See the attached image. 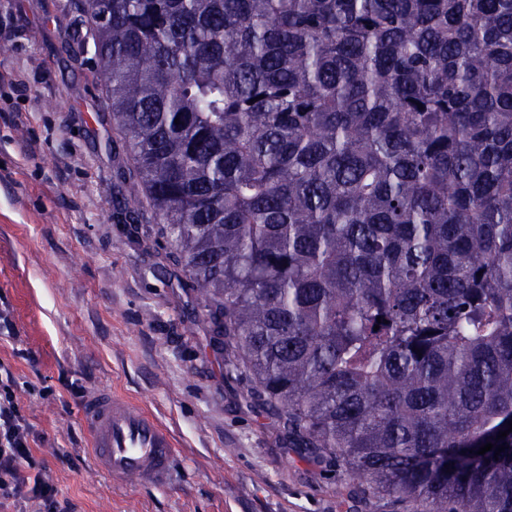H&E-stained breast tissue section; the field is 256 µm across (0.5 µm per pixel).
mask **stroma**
<instances>
[{
    "mask_svg": "<svg viewBox=\"0 0 512 512\" xmlns=\"http://www.w3.org/2000/svg\"><path fill=\"white\" fill-rule=\"evenodd\" d=\"M73 0H0V359L73 512H392L338 496L340 468L290 448L248 368L212 344L204 302L147 203L119 178L93 55L64 41ZM52 388L41 397L39 388ZM126 396L172 432L175 479L117 489L94 468L82 402Z\"/></svg>",
    "mask_w": 512,
    "mask_h": 512,
    "instance_id": "obj_1",
    "label": "stroma"
}]
</instances>
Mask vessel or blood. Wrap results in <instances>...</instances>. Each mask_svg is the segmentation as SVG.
<instances>
[{"instance_id": "vessel-or-blood-1", "label": "vessel or blood", "mask_w": 512, "mask_h": 512, "mask_svg": "<svg viewBox=\"0 0 512 512\" xmlns=\"http://www.w3.org/2000/svg\"><path fill=\"white\" fill-rule=\"evenodd\" d=\"M81 419L96 465L113 485L168 486L175 443L155 416L112 390L98 389L87 395Z\"/></svg>"}]
</instances>
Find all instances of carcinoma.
Masks as SVG:
<instances>
[{"mask_svg": "<svg viewBox=\"0 0 512 512\" xmlns=\"http://www.w3.org/2000/svg\"><path fill=\"white\" fill-rule=\"evenodd\" d=\"M73 8L130 174L290 447L397 512H512V0Z\"/></svg>", "mask_w": 512, "mask_h": 512, "instance_id": "obj_1", "label": "carcinoma"}]
</instances>
